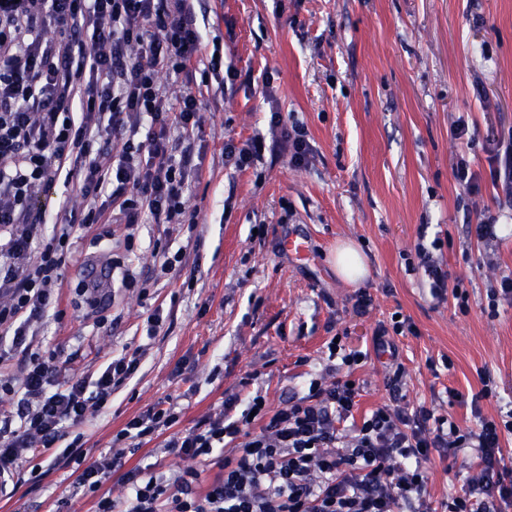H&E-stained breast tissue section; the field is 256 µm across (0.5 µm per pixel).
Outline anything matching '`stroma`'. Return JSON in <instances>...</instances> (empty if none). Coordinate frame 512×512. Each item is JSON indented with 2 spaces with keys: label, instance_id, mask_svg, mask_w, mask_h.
<instances>
[{
  "label": "stroma",
  "instance_id": "stroma-1",
  "mask_svg": "<svg viewBox=\"0 0 512 512\" xmlns=\"http://www.w3.org/2000/svg\"><path fill=\"white\" fill-rule=\"evenodd\" d=\"M194 9L221 66L239 74L232 85L210 80L204 91L186 204L196 226L150 218L137 226L143 298L87 300L75 269L66 268L61 316L41 325L35 342L78 377L126 346H145L143 366L83 427L79 459L37 460V478L15 501L0 499V512L19 501L29 512H53L66 496L71 512H94L96 495L72 493L79 462L106 454L130 417L170 401L180 428L192 427L255 370L271 406H280L307 387L336 333L369 353L362 366L339 369L362 387L353 411L362 420L392 401L389 355L372 347L378 326L396 312L417 329L393 339L410 403L475 427L470 402L484 371L497 392L481 400L483 415L498 417L512 402V303L488 308L491 288L512 274V197L488 171L495 141L512 136V0H195ZM273 111L304 124L307 164L293 167L283 148L263 150L242 171L225 163V141L270 140ZM460 122L468 127L461 140L453 134ZM461 158L480 172L478 191L456 181ZM488 217L501 230L487 243L475 226ZM255 224L264 225L263 238H251ZM127 232L122 224L91 225L77 255L112 264V246ZM422 233L441 238L467 310L451 297L432 301L414 254ZM291 236L305 238L307 259L285 250ZM160 238L185 255L165 276L151 257ZM342 240L367 258L362 286L336 275L331 257ZM361 289L373 297L363 315L353 309ZM157 306L166 322L150 338L143 324ZM445 358L450 367H442ZM452 390L461 401L449 403ZM469 474L461 458L435 460L433 500L462 492Z\"/></svg>",
  "mask_w": 512,
  "mask_h": 512
}]
</instances>
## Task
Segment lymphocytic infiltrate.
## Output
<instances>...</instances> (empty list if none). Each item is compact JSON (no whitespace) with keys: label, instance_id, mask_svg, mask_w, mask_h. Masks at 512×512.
<instances>
[{"label":"lymphocytic infiltrate","instance_id":"1","mask_svg":"<svg viewBox=\"0 0 512 512\" xmlns=\"http://www.w3.org/2000/svg\"><path fill=\"white\" fill-rule=\"evenodd\" d=\"M203 43L191 0H0V367L20 363L18 374H0V395L17 402L15 424L0 428V493L24 482L34 458L69 454L70 429L106 409L141 368L144 349L126 348L91 375L66 377L34 351L31 329L58 315L63 270L85 227L131 228L146 215L182 223L190 154H174L170 138L194 136L202 89L172 97L161 79L195 70ZM115 133L124 136L121 159L110 166L99 144ZM60 180L70 196L50 225L35 201ZM442 247L438 237L415 246L437 301L451 278ZM414 331L406 317L378 327L375 343L394 362L393 402L361 422L351 420L360 389L336 370L368 354L331 342L306 391L277 408L255 387L254 371L193 427L178 429L174 406H150L117 432L111 460L86 464L78 488L98 493L95 512H507L512 469L501 436L512 431V409L505 424L482 416L463 429L410 405L391 338ZM157 438L181 468L166 475L128 464ZM459 453L477 474L462 493L433 502L434 458ZM114 468L116 495L102 490Z\"/></svg>","mask_w":512,"mask_h":512}]
</instances>
